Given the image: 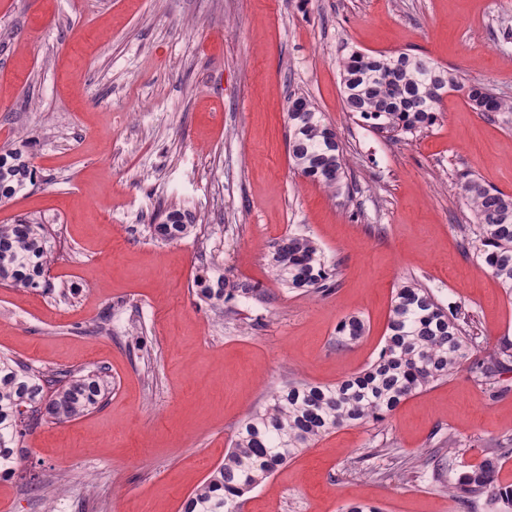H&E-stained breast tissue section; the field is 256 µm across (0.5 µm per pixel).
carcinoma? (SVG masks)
Here are the masks:
<instances>
[{
  "label": "carcinoma",
  "mask_w": 512,
  "mask_h": 512,
  "mask_svg": "<svg viewBox=\"0 0 512 512\" xmlns=\"http://www.w3.org/2000/svg\"><path fill=\"white\" fill-rule=\"evenodd\" d=\"M348 111L370 128L391 138H405L437 120L440 94L467 89L473 111L495 120L512 116V99L482 84L464 85L456 72L432 59L407 52L353 51L339 60ZM298 111L288 113V150L300 173L340 194L348 186V162L335 130L305 97H296ZM37 170L28 151L14 147L0 152V200L35 185ZM460 191L474 216L459 225L462 242L475 248L506 294L512 298V194L474 175L460 181ZM196 216L172 208L151 233L174 241L188 236ZM53 258L45 225L33 219L0 224V284L13 288H46L45 272ZM271 271L281 285L322 295L335 285L336 272L312 238L288 233L270 245ZM201 298L214 305L258 300L264 289L235 279L219 269L197 275ZM469 314L448 310L431 289L407 280L396 288L384 347L366 368L334 385L290 380L269 402L239 425L231 448L185 500L183 512H239L240 498L269 479L302 449L344 425L381 422L411 394L448 379L469 360L476 337L468 330ZM366 331L357 316L344 318L336 329V346L358 340ZM512 363V344H504L471 366L475 380L500 389L499 376ZM110 386L98 372L66 371L50 377L8 356H0V478L11 477L19 464L18 445L28 429L23 410L35 421L63 422L98 408ZM501 459L490 457L461 473L448 489L476 508L486 497L512 512V486L498 483Z\"/></svg>",
  "instance_id": "carcinoma-1"
}]
</instances>
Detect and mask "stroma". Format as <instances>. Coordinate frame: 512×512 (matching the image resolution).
Here are the masks:
<instances>
[{
    "mask_svg": "<svg viewBox=\"0 0 512 512\" xmlns=\"http://www.w3.org/2000/svg\"><path fill=\"white\" fill-rule=\"evenodd\" d=\"M431 57L512 98V0H0V148L25 147L38 183L0 201V224L51 233L48 291L0 286V355L49 372L103 370L102 406L22 439L0 512H182L238 424L286 380L333 385L383 344L398 284L414 279L469 312L474 359L512 342V297L458 225L460 178L512 194V124L449 92L438 120L394 140L347 112V52ZM310 98L349 159L331 196L288 154L287 111ZM193 232H149L164 211ZM313 238L337 268L324 296L274 280L270 244ZM218 267L264 300L224 315L194 280ZM366 332L345 347L336 327ZM505 392L469 366L384 421L344 426L247 492L240 512H466L423 459L462 449V473L512 437ZM196 216L189 211L172 208L160 224L150 225L151 233L161 240L174 241L188 236L194 229ZM366 331L364 321L357 316L344 318L336 329V345L344 346L349 342L358 340Z\"/></svg>",
    "mask_w": 512,
    "mask_h": 512,
    "instance_id": "35a3bbf8",
    "label": "stroma"
}]
</instances>
